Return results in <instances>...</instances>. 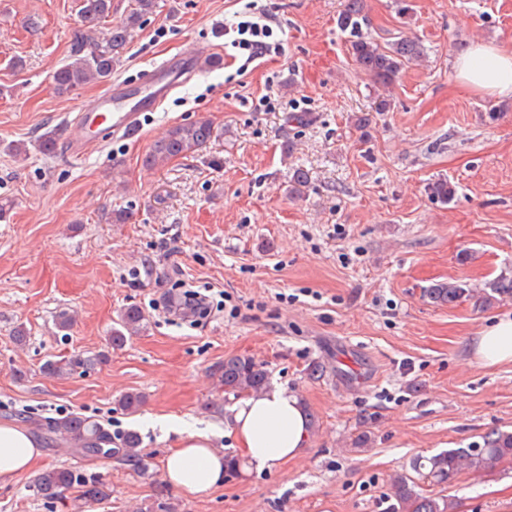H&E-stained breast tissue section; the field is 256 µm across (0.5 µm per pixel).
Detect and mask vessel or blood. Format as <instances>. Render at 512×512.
<instances>
[{"label": "vessel or blood", "instance_id": "b4317fda", "mask_svg": "<svg viewBox=\"0 0 512 512\" xmlns=\"http://www.w3.org/2000/svg\"><path fill=\"white\" fill-rule=\"evenodd\" d=\"M213 50L200 46L193 52L153 64L140 87H106L96 102L67 122L66 153L79 158L115 137H130L141 128L143 113L157 111L199 69L212 60Z\"/></svg>", "mask_w": 512, "mask_h": 512}]
</instances>
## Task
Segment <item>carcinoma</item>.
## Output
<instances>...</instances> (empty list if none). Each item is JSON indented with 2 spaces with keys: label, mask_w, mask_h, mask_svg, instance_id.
<instances>
[{
  "label": "carcinoma",
  "mask_w": 512,
  "mask_h": 512,
  "mask_svg": "<svg viewBox=\"0 0 512 512\" xmlns=\"http://www.w3.org/2000/svg\"><path fill=\"white\" fill-rule=\"evenodd\" d=\"M154 7L155 0H135L134 7L100 38L101 23L112 16V0H80L81 27L74 35L66 59L53 72L55 90L65 94L110 79L114 67L120 62L119 51L131 41L144 16L152 13ZM364 18V0H346L336 24L348 35L352 55L361 70L375 83L389 86L406 65L421 56V45L409 37L400 36L383 49L363 33ZM217 136V129L208 119L177 125L164 139L153 144L145 163L154 166L174 157L193 154ZM428 191L432 199L442 204L450 203L456 193L446 179L430 183ZM425 293L436 304L474 299L484 306L498 296L512 298V277L503 275L480 290L457 280L439 282L427 288ZM145 326L146 317L139 307L124 309L119 327L112 328V345H122L127 337L140 333ZM219 382L224 385L226 396L257 395L267 388L269 371L263 363L249 356H234L225 359L224 365L220 366ZM44 430L49 442L58 440L81 457H112L110 450L105 448L112 443V433L87 417L65 415L54 418L45 424ZM119 441L122 459L140 473L147 474L138 433L127 431L120 435ZM507 460L512 461V432L503 430L491 431L479 445L450 448L429 457L417 456L410 464L412 474L397 473L391 478V512H454V502L445 496L428 493L423 485L450 484L465 469L491 472ZM75 486L83 488L84 496L89 499L102 496L99 486L77 468L46 470L33 484L36 493L44 497H53Z\"/></svg>",
  "instance_id": "cac0c4a2"
}]
</instances>
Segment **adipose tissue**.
<instances>
[{
	"instance_id": "ef3b65f1",
	"label": "adipose tissue",
	"mask_w": 512,
	"mask_h": 512,
	"mask_svg": "<svg viewBox=\"0 0 512 512\" xmlns=\"http://www.w3.org/2000/svg\"><path fill=\"white\" fill-rule=\"evenodd\" d=\"M457 82L463 88L500 98L512 97V50L492 43H474L455 59ZM474 360L487 366L512 363V316L496 318L471 341ZM239 452L259 471L273 469L300 456L307 446L308 418L295 394L273 388L240 398L227 420ZM42 453L36 438L17 423H0V476L34 468ZM167 480L183 492L201 495L224 478V457L209 431H183L177 448L162 461Z\"/></svg>"
}]
</instances>
